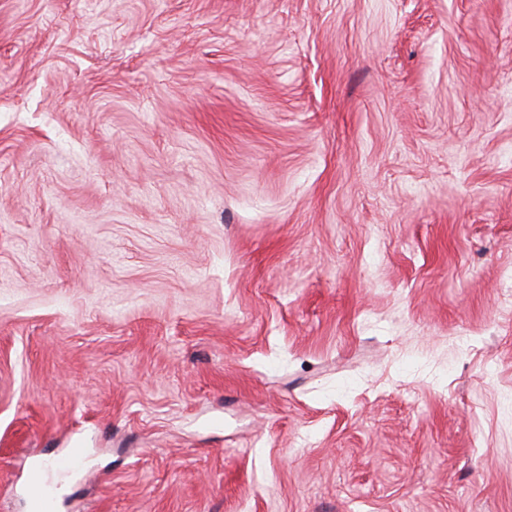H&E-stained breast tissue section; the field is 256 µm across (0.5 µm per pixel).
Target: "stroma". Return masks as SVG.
<instances>
[{
	"instance_id": "stroma-1",
	"label": "stroma",
	"mask_w": 512,
	"mask_h": 512,
	"mask_svg": "<svg viewBox=\"0 0 512 512\" xmlns=\"http://www.w3.org/2000/svg\"><path fill=\"white\" fill-rule=\"evenodd\" d=\"M512 512V0H0V512ZM27 512H51L53 489L50 482L41 474L33 475L26 489Z\"/></svg>"
}]
</instances>
